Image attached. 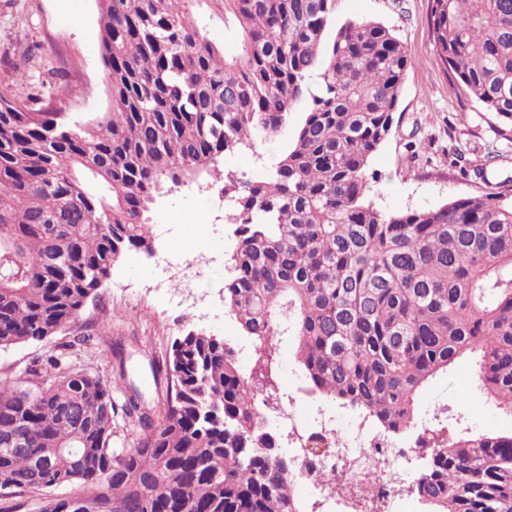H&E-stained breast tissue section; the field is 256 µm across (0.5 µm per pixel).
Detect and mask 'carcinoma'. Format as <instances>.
I'll use <instances>...</instances> for the list:
<instances>
[{"mask_svg":"<svg viewBox=\"0 0 512 512\" xmlns=\"http://www.w3.org/2000/svg\"><path fill=\"white\" fill-rule=\"evenodd\" d=\"M108 108L76 118L28 87L0 95V349L76 327L131 250L149 252L162 190L221 178L224 156L292 129L237 210L224 307L259 352L250 376L220 337L187 330L152 365L162 397L58 356L0 378V499L77 484L97 512H301L295 464L259 418L291 336L302 391L413 428L420 391L476 360L512 414V201L502 191L385 214L365 171L410 60L336 0H97ZM233 26L224 54L198 13ZM448 84L512 142V0H431ZM134 423L112 447L115 417ZM423 512H512V434L447 430L414 480Z\"/></svg>","mask_w":512,"mask_h":512,"instance_id":"obj_1","label":"carcinoma"}]
</instances>
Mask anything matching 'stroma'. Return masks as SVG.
Segmentation results:
<instances>
[{
    "label": "stroma",
    "mask_w": 512,
    "mask_h": 512,
    "mask_svg": "<svg viewBox=\"0 0 512 512\" xmlns=\"http://www.w3.org/2000/svg\"><path fill=\"white\" fill-rule=\"evenodd\" d=\"M430 0H336V20H373L388 27L403 44L411 64L399 97L390 136L373 153L367 170L368 198L385 213L425 209L467 196L497 191L512 178V143L500 139L496 114L473 98L449 88L427 18ZM30 85L43 86L54 107L84 116L108 105L99 54L96 0H0V95L13 96ZM281 142H262L224 157L223 170L248 180L263 172L280 153ZM467 158H489L484 177L462 178L452 164L454 150ZM206 211L209 226L192 216ZM154 253L130 251L118 263L80 320L99 342L78 356L77 365L96 371L115 400H123L125 382L146 400L157 397L152 364L183 331L193 329L241 344L238 324H227L224 282L227 267L203 276L200 313L187 315L167 304L178 293L179 276L166 290L156 286L157 254L178 249L195 237L211 251L232 249L229 212L189 183L157 198L151 210ZM70 339L61 333L43 342L0 349V377L16 378L37 357L59 351ZM421 417L463 409L464 423L475 432H512V415L496 409L476 387L472 366L458 365L437 376L418 395Z\"/></svg>",
    "instance_id": "stroma-1"
}]
</instances>
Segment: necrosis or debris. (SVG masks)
I'll return each instance as SVG.
<instances>
[{
    "mask_svg": "<svg viewBox=\"0 0 512 512\" xmlns=\"http://www.w3.org/2000/svg\"><path fill=\"white\" fill-rule=\"evenodd\" d=\"M281 439L294 448L296 485L304 491H319L323 501H340L344 512H398L407 499L402 473L408 463L431 447L427 430H419L408 443L376 429L368 420H358L351 431L342 430L339 415L317 402L288 397L271 418ZM378 476L379 493L374 504L346 492L337 496L334 486L324 484V473H347L359 482L366 471Z\"/></svg>",
    "mask_w": 512,
    "mask_h": 512,
    "instance_id": "obj_1",
    "label": "necrosis or debris"
}]
</instances>
